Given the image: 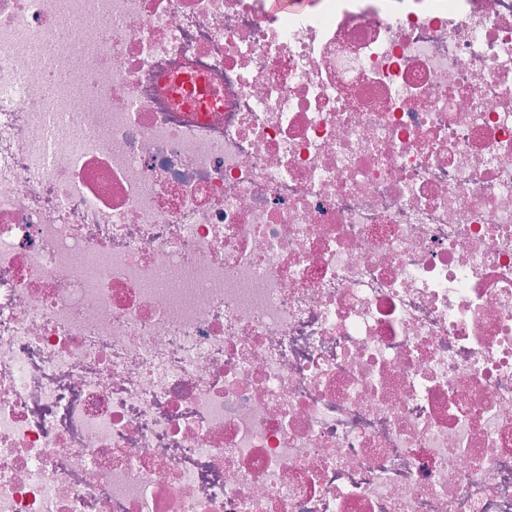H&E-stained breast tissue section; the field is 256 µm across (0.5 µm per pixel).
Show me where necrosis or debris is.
I'll return each instance as SVG.
<instances>
[{
    "label": "necrosis or debris",
    "instance_id": "obj_1",
    "mask_svg": "<svg viewBox=\"0 0 512 512\" xmlns=\"http://www.w3.org/2000/svg\"><path fill=\"white\" fill-rule=\"evenodd\" d=\"M0 512H512V0H0Z\"/></svg>",
    "mask_w": 512,
    "mask_h": 512
}]
</instances>
